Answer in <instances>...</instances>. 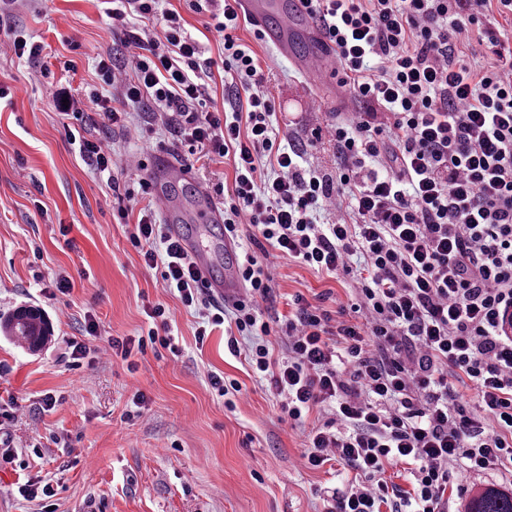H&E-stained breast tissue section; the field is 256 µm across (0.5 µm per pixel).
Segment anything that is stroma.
<instances>
[{"label":"stroma","mask_w":512,"mask_h":512,"mask_svg":"<svg viewBox=\"0 0 512 512\" xmlns=\"http://www.w3.org/2000/svg\"><path fill=\"white\" fill-rule=\"evenodd\" d=\"M14 21L44 40L58 85L72 93L96 84V56L118 42L101 0L21 5ZM238 35L267 65L281 134L307 144L312 166L334 169L327 130L335 110L315 107L319 89L255 39L250 24ZM40 79L24 61L0 55V80L17 88L13 104L0 105V314L34 306L51 330L37 352L0 334V407L15 414L7 428L15 457L0 459V512H42L18 491L36 478L54 486L55 512H322L321 492L348 488L353 470L301 467L304 429L284 421L265 383L225 350L223 329L196 348V315L144 265L130 227L114 222L117 198L75 155L63 102L46 98ZM274 264L276 301L261 306L268 320L288 314L298 294L331 311L349 299L352 274L331 278L283 257ZM60 273L70 292L47 298L43 284ZM159 303L175 313L179 355L149 349L128 363L106 356L71 366L68 340L104 348L144 335L152 325L146 311ZM89 315L94 336L83 329ZM217 370L242 386L236 410L207 383ZM138 392L145 403L136 417ZM49 395L55 410L39 413Z\"/></svg>","instance_id":"obj_1"}]
</instances>
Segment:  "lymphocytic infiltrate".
Here are the masks:
<instances>
[{
	"instance_id": "1",
	"label": "lymphocytic infiltrate",
	"mask_w": 512,
	"mask_h": 512,
	"mask_svg": "<svg viewBox=\"0 0 512 512\" xmlns=\"http://www.w3.org/2000/svg\"><path fill=\"white\" fill-rule=\"evenodd\" d=\"M104 2L120 45L96 62L104 91L67 117L71 145L109 189L144 168L159 124L188 165L231 163L229 234L248 228L252 240L328 275L363 259L354 300L337 312L294 298L277 354L258 307L274 295L271 266L244 254L248 295L227 308L150 206L115 214L133 223L130 244L162 287L197 311L196 343L223 327L229 354L244 356L284 415L307 426L304 467L354 470L326 512H448L451 479L487 470L512 478V34L483 20L490 5L512 15V0H307L349 91L386 116L377 125L347 112L328 128L332 176L308 165L295 142L281 144L262 64L238 36L237 0H189L222 34L220 62L159 0ZM474 30L492 65L467 62ZM219 63L220 101L206 83ZM93 113L103 129L89 138ZM116 131L138 134V150L115 151ZM317 209L331 222L316 223ZM147 315L159 328L135 342L110 339L113 355L175 350L169 311L158 304ZM317 409L327 417L310 423ZM394 463L410 468L408 497L387 481Z\"/></svg>"
}]
</instances>
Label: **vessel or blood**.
Returning <instances> with one entry per match:
<instances>
[{
	"label": "vessel or blood",
	"mask_w": 512,
	"mask_h": 512,
	"mask_svg": "<svg viewBox=\"0 0 512 512\" xmlns=\"http://www.w3.org/2000/svg\"><path fill=\"white\" fill-rule=\"evenodd\" d=\"M240 12L257 30L277 57L291 62L313 85L321 89L320 107L341 95L335 76L336 52L323 31L311 20L305 0H238ZM305 43L298 53L297 43ZM194 183L187 168L155 157L150 176L154 201L162 211L170 233L192 257L211 295L226 302L241 296L238 276L239 244L224 232V208L204 184L192 197L181 189Z\"/></svg>",
	"instance_id": "vessel-or-blood-1"
}]
</instances>
